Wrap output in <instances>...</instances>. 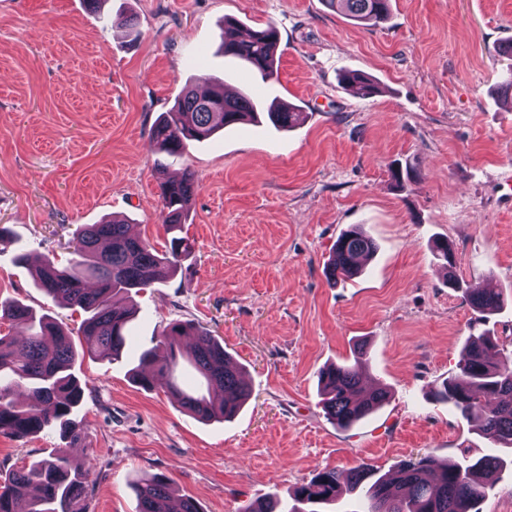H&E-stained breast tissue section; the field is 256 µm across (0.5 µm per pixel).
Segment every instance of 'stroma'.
<instances>
[{"label": "stroma", "instance_id": "obj_1", "mask_svg": "<svg viewBox=\"0 0 512 512\" xmlns=\"http://www.w3.org/2000/svg\"><path fill=\"white\" fill-rule=\"evenodd\" d=\"M228 18L276 28L273 79L224 55ZM511 42L512 0H390L377 27L326 0H0V226L10 230L0 297L78 329L82 312L35 288L16 255L65 262L81 225L112 216L163 250L159 182L189 170L198 183L182 226L193 250L170 280L133 295L121 361L74 366L86 388L73 454L94 460L90 512H136L132 486L155 474L202 512H238L270 494L289 502L326 468L494 453L431 391L457 372L469 336L490 332L512 353V92L499 88ZM345 70L378 93L346 89ZM203 73L259 111L289 104L303 119L158 153L152 127ZM401 163L414 173L398 184L390 168ZM355 224L377 251L360 276L331 285L330 249ZM440 239L454 270L434 256ZM490 279L504 301L481 314L464 291ZM176 319L217 336L244 367L252 395L234 418L198 420L163 383H133L140 353ZM361 343L367 382L390 399L342 429L324 413L317 372L352 361ZM61 445L55 433L0 435V470Z\"/></svg>", "mask_w": 512, "mask_h": 512}]
</instances>
